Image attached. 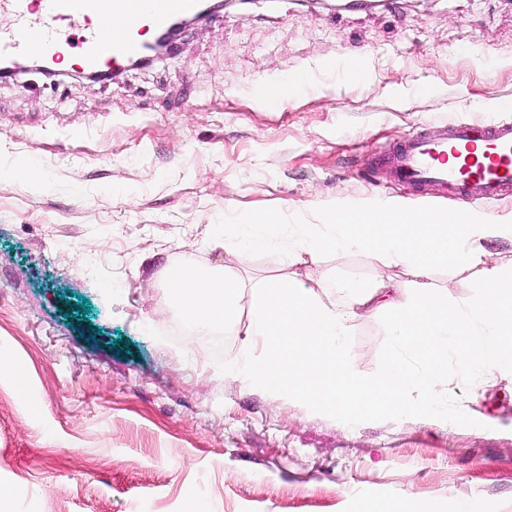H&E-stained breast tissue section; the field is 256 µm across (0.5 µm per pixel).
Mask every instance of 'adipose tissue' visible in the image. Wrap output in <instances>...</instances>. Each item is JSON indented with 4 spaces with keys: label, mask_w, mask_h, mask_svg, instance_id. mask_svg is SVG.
I'll list each match as a JSON object with an SVG mask.
<instances>
[{
    "label": "adipose tissue",
    "mask_w": 512,
    "mask_h": 512,
    "mask_svg": "<svg viewBox=\"0 0 512 512\" xmlns=\"http://www.w3.org/2000/svg\"><path fill=\"white\" fill-rule=\"evenodd\" d=\"M494 239L512 241V215L334 200L314 224H287L276 212L251 216L231 225L224 249L259 251L275 266L314 263L328 249L359 252L406 267L408 281L373 287L325 278L311 287L285 274L254 284L186 263L166 269V294L196 335L230 329L240 336L241 356L225 364L224 376L242 387L349 422L376 413L442 418L454 380L512 372V275L491 260ZM448 265L478 269L475 298L459 304L437 288L433 272ZM380 311L401 353L367 377L348 336L357 319Z\"/></svg>",
    "instance_id": "adipose-tissue-1"
}]
</instances>
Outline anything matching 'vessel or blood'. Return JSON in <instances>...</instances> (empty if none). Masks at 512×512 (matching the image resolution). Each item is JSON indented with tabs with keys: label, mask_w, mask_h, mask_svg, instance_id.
I'll return each mask as SVG.
<instances>
[{
	"label": "vessel or blood",
	"mask_w": 512,
	"mask_h": 512,
	"mask_svg": "<svg viewBox=\"0 0 512 512\" xmlns=\"http://www.w3.org/2000/svg\"><path fill=\"white\" fill-rule=\"evenodd\" d=\"M200 0H0L17 20L0 31V62L19 57L58 62L70 41L68 23L86 72L119 74L141 55L142 29L165 30L195 14ZM486 120L443 124L412 132L396 146L372 151L366 160L381 184L433 191L461 204H482L512 195V99Z\"/></svg>",
	"instance_id": "1"
}]
</instances>
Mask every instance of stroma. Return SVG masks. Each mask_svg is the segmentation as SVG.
I'll list each match as a JSON object with an SVG mask.
<instances>
[{"label":"stroma","mask_w":512,"mask_h":512,"mask_svg":"<svg viewBox=\"0 0 512 512\" xmlns=\"http://www.w3.org/2000/svg\"><path fill=\"white\" fill-rule=\"evenodd\" d=\"M61 72L0 81V512H353L404 495L512 512V376L452 387V407L481 392L468 417L349 424L225 379L239 337L217 354L169 337L163 280L184 260L310 286L407 279L353 252L228 254L224 227L313 224L337 198L452 208L375 186L364 163L512 96V0H257L145 69ZM262 82L288 93L265 100ZM349 348L375 374L397 353L388 315L358 320Z\"/></svg>","instance_id":"stroma-1"}]
</instances>
